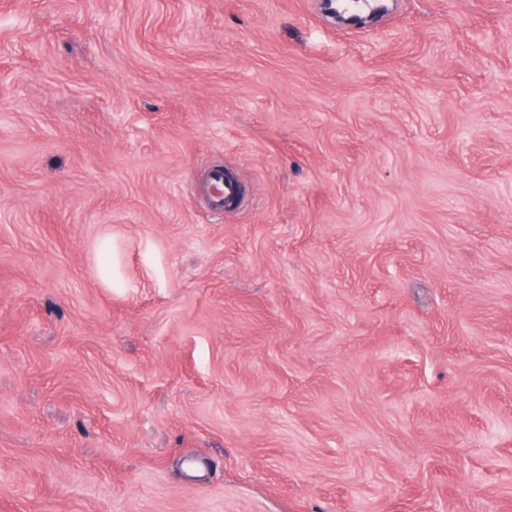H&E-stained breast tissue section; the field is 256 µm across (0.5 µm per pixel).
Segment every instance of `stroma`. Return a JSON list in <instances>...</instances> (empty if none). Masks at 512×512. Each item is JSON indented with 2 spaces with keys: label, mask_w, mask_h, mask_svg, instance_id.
Here are the masks:
<instances>
[{
  "label": "stroma",
  "mask_w": 512,
  "mask_h": 512,
  "mask_svg": "<svg viewBox=\"0 0 512 512\" xmlns=\"http://www.w3.org/2000/svg\"><path fill=\"white\" fill-rule=\"evenodd\" d=\"M384 4L0 0V512H512V0Z\"/></svg>",
  "instance_id": "35a3bbf8"
}]
</instances>
